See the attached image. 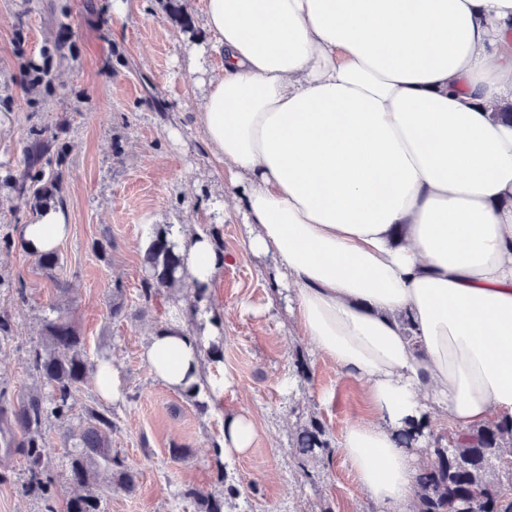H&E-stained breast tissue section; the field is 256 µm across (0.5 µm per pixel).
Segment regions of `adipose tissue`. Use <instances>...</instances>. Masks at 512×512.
<instances>
[{
	"mask_svg": "<svg viewBox=\"0 0 512 512\" xmlns=\"http://www.w3.org/2000/svg\"><path fill=\"white\" fill-rule=\"evenodd\" d=\"M220 57L198 119L234 192L242 243L315 348L365 388L341 452L377 512H411L416 448L436 411L459 435L512 417V0H204ZM71 229L48 210L29 250ZM173 240L212 288L224 255ZM205 307L184 306L142 356L170 389L201 379Z\"/></svg>",
	"mask_w": 512,
	"mask_h": 512,
	"instance_id": "adipose-tissue-1",
	"label": "adipose tissue"
}]
</instances>
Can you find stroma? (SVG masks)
<instances>
[{
	"label": "stroma",
	"mask_w": 512,
	"mask_h": 512,
	"mask_svg": "<svg viewBox=\"0 0 512 512\" xmlns=\"http://www.w3.org/2000/svg\"><path fill=\"white\" fill-rule=\"evenodd\" d=\"M206 40L202 28L183 33L162 0H131L121 18L112 0H0V237L14 241L0 248V316L13 323L0 339V406L12 408L35 386L29 352L42 345L45 322L60 316L83 336L89 361L112 359L123 387L110 402L86 383L68 417L45 423L52 502L28 489L24 457L0 442V512H66L76 493L71 454L93 408L112 411L110 448L137 474L127 492L110 489L99 471L101 512H195L184 495L190 488L224 497V512H375L339 449L368 413L364 389L300 336L286 295L272 290L236 219L224 215L233 194L199 126L202 77L185 65L187 49ZM36 138L62 155L71 224L51 271L19 244L33 216L10 184ZM176 224L217 227L224 244V269L206 298L222 318V357L206 371L230 385L203 414L141 358L174 318L169 296L147 304L139 295L147 242ZM117 286L128 308L121 319L110 316ZM20 287L27 302L17 298ZM300 359L309 380L296 374ZM232 414L249 415L256 437L249 454L219 470L212 443ZM313 417L334 453L302 469L295 439ZM177 446L189 448L187 460H172Z\"/></svg>",
	"instance_id": "1"
}]
</instances>
